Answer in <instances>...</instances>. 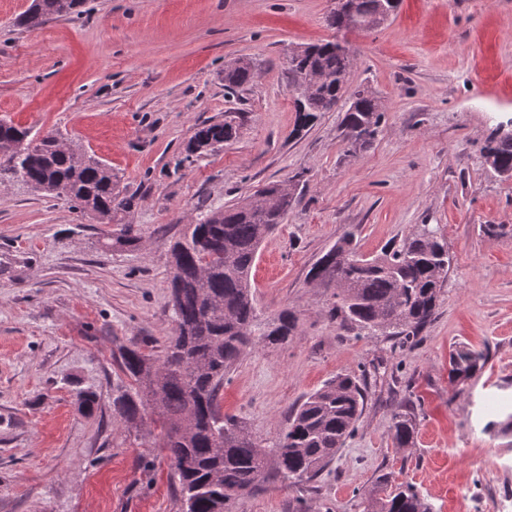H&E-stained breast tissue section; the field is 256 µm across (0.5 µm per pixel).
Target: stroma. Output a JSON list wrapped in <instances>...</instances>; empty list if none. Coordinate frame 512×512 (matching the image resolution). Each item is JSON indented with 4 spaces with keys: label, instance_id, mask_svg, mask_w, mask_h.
I'll use <instances>...</instances> for the list:
<instances>
[{
    "label": "stroma",
    "instance_id": "stroma-1",
    "mask_svg": "<svg viewBox=\"0 0 512 512\" xmlns=\"http://www.w3.org/2000/svg\"><path fill=\"white\" fill-rule=\"evenodd\" d=\"M31 0H0V118L111 166L132 199L137 246L107 247L112 225L22 184L0 186V512H181L156 414L112 416L118 347L161 356L173 327L171 240L200 214L299 176L298 201L262 244L251 280L261 317H298L282 346L258 345L224 379L221 406L269 446L291 409L339 373L366 388L355 434L317 480L306 512H363L386 473L433 512H512V429L488 413L512 400V180L483 163L512 119V0H401L376 29L347 33L349 88L379 99L382 130L352 153L342 109L299 128L290 49L333 39L332 0H86L35 29ZM249 58L235 93L224 65ZM235 119L230 143L186 151L202 125ZM440 225L453 261L434 319L415 344L360 336L332 320L313 264L345 234L372 258ZM495 236H487L486 227ZM489 348L465 383L452 349ZM97 393L93 414L76 394ZM413 404L412 447L396 449L398 405ZM293 491L238 500L288 512Z\"/></svg>",
    "mask_w": 512,
    "mask_h": 512
}]
</instances>
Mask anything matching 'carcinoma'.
<instances>
[{"instance_id":"carcinoma-1","label":"carcinoma","mask_w":512,"mask_h":512,"mask_svg":"<svg viewBox=\"0 0 512 512\" xmlns=\"http://www.w3.org/2000/svg\"><path fill=\"white\" fill-rule=\"evenodd\" d=\"M85 0H32L16 25L36 28L47 21L78 15ZM401 0H358L357 15L331 13L328 25L338 33L364 31L392 17ZM314 53L288 60L289 92L301 99L300 127L332 110L344 99L355 64L340 42L312 45ZM254 76L252 61L238 58L224 67V88L232 93ZM383 111L373 92L352 93L341 121L349 150L365 149L378 137ZM233 121L197 128L188 155L234 140ZM16 142L21 150L0 157V185L20 182L30 189L65 198L80 212L110 221L131 207L119 189L112 167L95 157L58 145V136L43 135L0 119V143ZM484 163L499 177L512 178V129L497 132L483 152ZM269 197L247 196L213 211L187 227L170 246V300L173 328L156 359L140 347L119 350L123 377L112 385V413L124 423L143 419L154 397L167 452L178 480L183 512H234L243 496L270 487L296 488L328 468L356 429L364 408V388L352 373L338 374L310 393L288 416L269 448L242 423L222 412L224 376L255 345H283L297 319L281 311L263 320L257 311L250 273L262 242L281 224L297 196L267 185ZM138 231L122 224L113 244L136 246ZM452 258L439 227L417 231L375 258L360 255L351 235H344L312 266L309 277L341 279V293L329 316L367 336L405 341L419 335L435 315L438 295ZM489 360V351L459 347L449 354V376L467 381ZM414 408L395 413L392 439L398 448L414 440ZM365 512H432L411 485L391 476L379 478L366 498Z\"/></svg>"}]
</instances>
